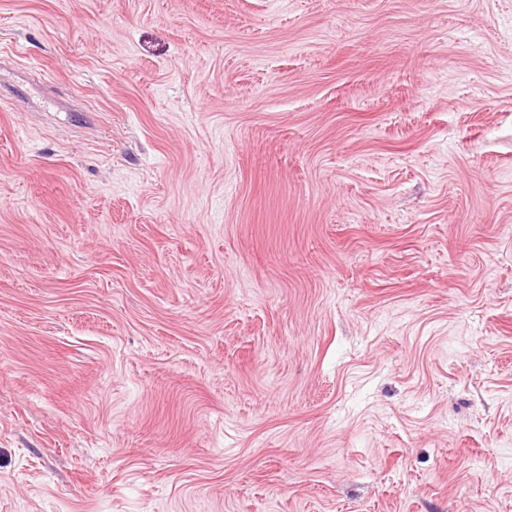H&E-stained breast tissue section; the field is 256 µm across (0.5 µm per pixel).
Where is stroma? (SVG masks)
<instances>
[{"mask_svg": "<svg viewBox=\"0 0 512 512\" xmlns=\"http://www.w3.org/2000/svg\"><path fill=\"white\" fill-rule=\"evenodd\" d=\"M0 512H512V0H0Z\"/></svg>", "mask_w": 512, "mask_h": 512, "instance_id": "1", "label": "stroma"}]
</instances>
